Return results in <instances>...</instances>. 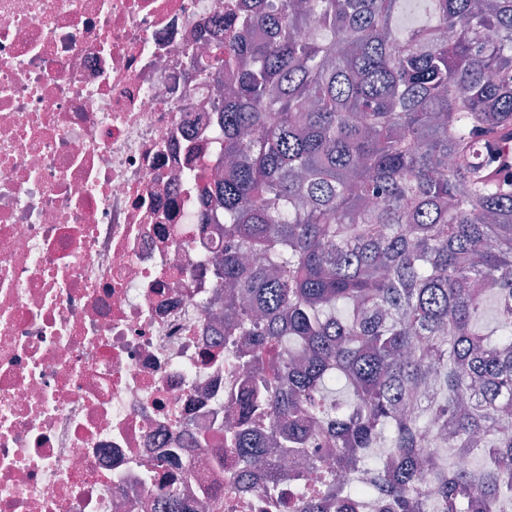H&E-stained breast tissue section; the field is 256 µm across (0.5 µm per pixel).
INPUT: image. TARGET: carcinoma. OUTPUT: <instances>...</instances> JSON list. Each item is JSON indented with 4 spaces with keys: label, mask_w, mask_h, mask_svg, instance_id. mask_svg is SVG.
<instances>
[{
    "label": "carcinoma",
    "mask_w": 512,
    "mask_h": 512,
    "mask_svg": "<svg viewBox=\"0 0 512 512\" xmlns=\"http://www.w3.org/2000/svg\"><path fill=\"white\" fill-rule=\"evenodd\" d=\"M404 4L224 16V335L251 342L228 354L252 373L239 407L270 423L244 461L267 460L277 497L281 459L333 449L332 494L300 512H512V0H416L411 24ZM433 435L485 455L481 481Z\"/></svg>",
    "instance_id": "carcinoma-1"
}]
</instances>
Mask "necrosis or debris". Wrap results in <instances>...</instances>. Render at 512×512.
Instances as JSON below:
<instances>
[{
    "instance_id": "obj_1",
    "label": "necrosis or debris",
    "mask_w": 512,
    "mask_h": 512,
    "mask_svg": "<svg viewBox=\"0 0 512 512\" xmlns=\"http://www.w3.org/2000/svg\"><path fill=\"white\" fill-rule=\"evenodd\" d=\"M231 4L0 0V512H287L224 439Z\"/></svg>"
}]
</instances>
